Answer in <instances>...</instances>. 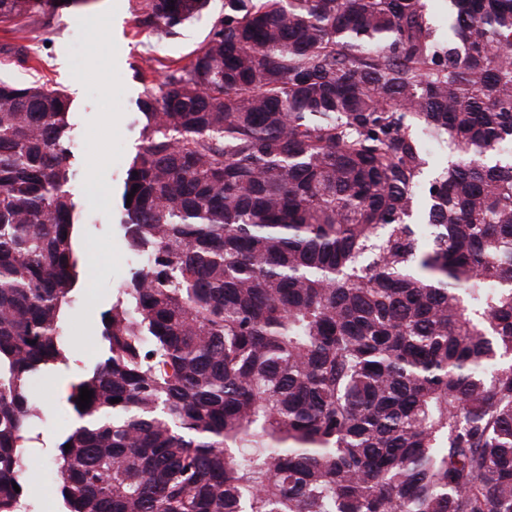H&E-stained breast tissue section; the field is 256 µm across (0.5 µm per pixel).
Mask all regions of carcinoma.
Here are the masks:
<instances>
[{"mask_svg":"<svg viewBox=\"0 0 512 512\" xmlns=\"http://www.w3.org/2000/svg\"><path fill=\"white\" fill-rule=\"evenodd\" d=\"M430 2L224 0L146 90L120 228L151 265L66 397L58 512H512V0H448L445 40ZM70 108L0 80V512H36L33 380L86 278Z\"/></svg>","mask_w":512,"mask_h":512,"instance_id":"carcinoma-1","label":"carcinoma"}]
</instances>
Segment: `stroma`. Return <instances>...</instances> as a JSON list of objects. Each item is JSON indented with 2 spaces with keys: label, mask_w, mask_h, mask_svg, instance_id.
Instances as JSON below:
<instances>
[{
  "label": "stroma",
  "mask_w": 512,
  "mask_h": 512,
  "mask_svg": "<svg viewBox=\"0 0 512 512\" xmlns=\"http://www.w3.org/2000/svg\"><path fill=\"white\" fill-rule=\"evenodd\" d=\"M142 2L70 0L55 11L0 24V77L62 88L73 100L69 190L84 240L100 245L88 257L94 278L90 296L74 305L69 323L71 361L81 368L97 360L100 314L132 272L119 222L123 184L140 145L139 100L162 81L164 64L188 62L224 0H210L207 12L173 37L139 23ZM59 384L55 378L38 391L46 409L40 428L44 445L28 449L23 461L28 497L38 512H56L57 480L43 467L74 420L59 400Z\"/></svg>",
  "instance_id": "obj_1"
}]
</instances>
